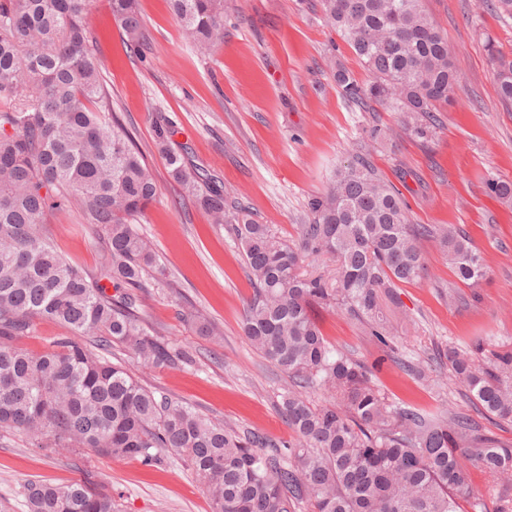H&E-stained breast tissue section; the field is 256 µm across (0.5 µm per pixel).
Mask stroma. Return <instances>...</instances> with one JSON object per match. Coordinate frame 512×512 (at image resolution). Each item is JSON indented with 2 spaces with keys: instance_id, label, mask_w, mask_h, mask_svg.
<instances>
[{
  "instance_id": "obj_1",
  "label": "stroma",
  "mask_w": 512,
  "mask_h": 512,
  "mask_svg": "<svg viewBox=\"0 0 512 512\" xmlns=\"http://www.w3.org/2000/svg\"><path fill=\"white\" fill-rule=\"evenodd\" d=\"M145 20L141 53H131L108 0H92L87 27L113 112L145 155L158 186L155 202L135 219L153 243L160 273L142 296L143 315L170 345L194 362L147 370L121 358L141 382L187 403L242 434L283 444L292 434L277 411L289 383L241 330L251 295L241 246L232 225L210 223L184 198L153 148V121L173 124L175 147L216 175L227 199L283 240H296L309 198L324 191L367 131L383 136L371 150L379 172L407 203L413 223L456 224L484 255L478 283L456 276L437 241L422 240V279L400 285V307L387 308L398 362L384 361L375 383L389 400L428 417L476 415L447 368L429 365L438 348H469L479 336L492 352L512 348V202L493 197L490 178L512 181V109L497 94L486 40L512 57V19L482 0H423L447 38L459 82L438 108L426 142L411 136L399 114L362 111L337 87L341 67L369 79L352 49L329 28L319 0H224V45L200 54L181 33L167 0H139ZM52 238L67 259L91 275L103 239L71 205L50 219ZM222 330L221 341L197 335L193 314ZM325 339L363 361L383 352L342 308L317 310ZM426 362L414 376L405 362ZM38 479L81 481L111 493L120 512H211L210 501L182 459L163 453L147 466L87 450L38 448L26 436L0 433V512H27L22 487Z\"/></svg>"
}]
</instances>
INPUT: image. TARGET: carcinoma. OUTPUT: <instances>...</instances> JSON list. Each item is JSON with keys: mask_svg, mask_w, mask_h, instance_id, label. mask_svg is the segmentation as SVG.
Wrapping results in <instances>:
<instances>
[{"mask_svg": "<svg viewBox=\"0 0 512 512\" xmlns=\"http://www.w3.org/2000/svg\"><path fill=\"white\" fill-rule=\"evenodd\" d=\"M90 2L0 0V430L38 448L87 449L146 465L173 452L202 485L211 512H458L461 500L483 510L471 463L512 491V446L479 433L468 416L428 420L394 405L367 365L324 339L312 314L316 306L342 307L391 351L381 299L398 304V284L422 278L421 239L438 241L460 280L476 283L487 273L463 229L411 222L365 144L308 201V223L290 243L230 206L216 177L189 165L186 149H173L167 117L154 121V147L170 178L211 223L234 225L253 287L243 334L291 380L278 404L293 433L288 451L149 389L108 358L119 347L145 369L192 362L141 315L157 254L133 220L155 199L157 184L112 108L98 106L103 87L86 28ZM110 2L128 43L141 46L135 0ZM320 2L327 25L370 73L361 84L336 70L345 97L397 112L415 138H432L437 104L448 101L457 76L448 40L422 0ZM169 5L200 53L224 43V0ZM486 48L500 101L512 106V58L490 41ZM72 200L103 234L96 276L61 255L46 227L48 215ZM324 256L336 262L335 277L301 271L307 258ZM192 319L199 335L222 336L204 315ZM38 320L68 334L33 353L18 341ZM77 336L94 337L93 345ZM480 348L439 349L436 364L448 367L481 415L512 422V349L481 364ZM308 390H324L330 400L316 406ZM24 498L27 512H116L112 494L85 483L29 480Z\"/></svg>", "mask_w": 512, "mask_h": 512, "instance_id": "carcinoma-1", "label": "carcinoma"}]
</instances>
